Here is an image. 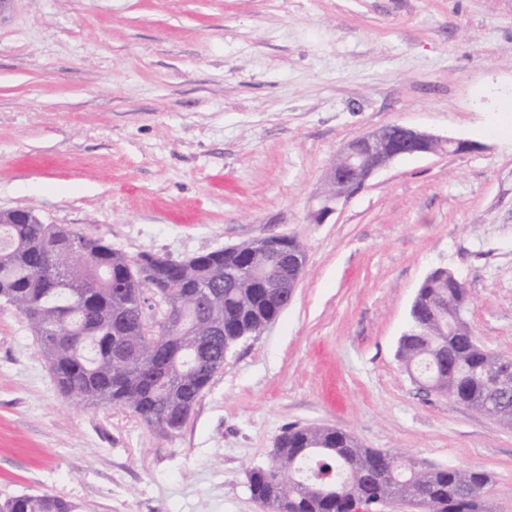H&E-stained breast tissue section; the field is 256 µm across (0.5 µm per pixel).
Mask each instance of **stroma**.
Here are the masks:
<instances>
[{"label": "stroma", "instance_id": "1", "mask_svg": "<svg viewBox=\"0 0 512 512\" xmlns=\"http://www.w3.org/2000/svg\"><path fill=\"white\" fill-rule=\"evenodd\" d=\"M399 123L471 142L406 156L324 223V177ZM0 210L180 261L270 234L306 262L180 433L60 394L0 300V504L262 512L247 474L290 426L486 472L512 512V429L420 393L396 350L445 267L512 356V0H11L0 12ZM1 512H71L67 502L49 494L16 496L0 506Z\"/></svg>", "mask_w": 512, "mask_h": 512}]
</instances>
